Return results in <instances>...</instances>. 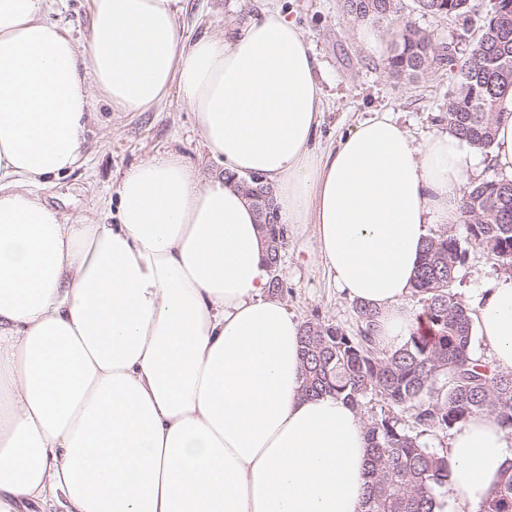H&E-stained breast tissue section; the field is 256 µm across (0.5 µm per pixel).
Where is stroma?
<instances>
[{
    "label": "stroma",
    "mask_w": 512,
    "mask_h": 512,
    "mask_svg": "<svg viewBox=\"0 0 512 512\" xmlns=\"http://www.w3.org/2000/svg\"><path fill=\"white\" fill-rule=\"evenodd\" d=\"M302 28L316 60V74L324 91V107L317 141L336 144L340 135L369 111L398 115L415 140L445 127L444 112L456 78L446 70L431 71L414 81L389 77L383 59L368 54L359 40L360 23L345 15L338 0H278ZM260 0H185L180 24L190 36L203 32L229 33L246 23ZM496 0H470L467 20L415 10L413 0H402V21L436 35L453 39L461 47L481 33L492 16ZM96 120L87 135L85 162L71 174L51 181L40 195L62 214L100 216L108 207L113 186L132 165L172 151L203 176L221 172L222 166L206 147L194 112L178 90L147 112H116L101 98H94ZM313 226L304 232L289 230L282 253V300L305 321L357 328L354 304L335 286L316 255L300 254L312 246ZM512 273V263L497 260L482 247L467 245L466 259L454 283L458 300L471 303L483 279Z\"/></svg>",
    "instance_id": "1"
}]
</instances>
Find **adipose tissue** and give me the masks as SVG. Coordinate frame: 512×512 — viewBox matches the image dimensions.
<instances>
[{
  "mask_svg": "<svg viewBox=\"0 0 512 512\" xmlns=\"http://www.w3.org/2000/svg\"><path fill=\"white\" fill-rule=\"evenodd\" d=\"M77 44L56 0H0V512H361L360 413L303 389L301 320L268 289L265 244L234 178L273 187L381 347L425 321L414 275L433 224L461 223L481 156L451 129L415 142L373 112L313 144L323 91L292 18L189 39L183 0H91ZM179 90L223 175L169 152L131 166L112 218L66 219L38 190L83 161L94 96L146 112ZM491 165L512 179V92ZM512 372V274L472 314ZM448 492L475 512L512 460L482 413L448 441Z\"/></svg>",
  "mask_w": 512,
  "mask_h": 512,
  "instance_id": "obj_1",
  "label": "adipose tissue"
}]
</instances>
